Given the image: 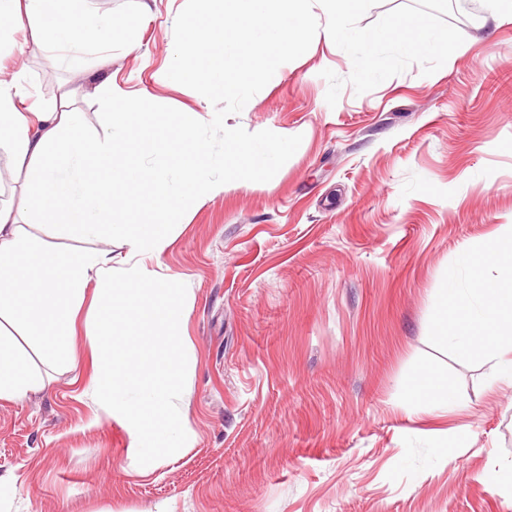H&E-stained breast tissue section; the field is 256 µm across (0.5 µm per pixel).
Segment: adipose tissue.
Wrapping results in <instances>:
<instances>
[{
	"mask_svg": "<svg viewBox=\"0 0 512 512\" xmlns=\"http://www.w3.org/2000/svg\"><path fill=\"white\" fill-rule=\"evenodd\" d=\"M64 2L0 0V42L23 30L66 61L74 52L111 48L120 34L133 40V31L119 30L108 14L92 13L82 24L70 23ZM116 95L99 84L104 127L91 139L77 113L54 105L22 111L28 96L23 81H0V150L31 176L27 190L36 196L25 210L0 205V315L10 314L28 327L41 340L44 360L61 367L76 363L63 337L76 319H83L94 365L87 389L108 416L128 424L133 447L150 462L184 442L181 412L173 404L177 387L170 377L181 358L165 352L181 331L184 302L167 286L151 283L140 264L116 268L110 254L97 251L59 255L48 243L30 242L23 227L47 224L85 238L124 235L136 239L141 256L151 259L170 245L172 219L187 203H204L240 172L271 174L288 139H244L230 130L225 134L229 153H217L189 120L180 128L175 164L165 135L141 111L139 100L125 99L117 111ZM137 142L150 144L153 166H119L118 144ZM218 171L223 180H215ZM144 181L153 187L151 202L117 196L118 183ZM132 213L147 214L148 223L129 221ZM447 281L434 301L438 339L487 364L491 383L512 384V251L493 254L483 266L450 267ZM145 309L152 314L148 343L157 351L154 359L143 362L135 346L122 360L111 359L107 351L117 314ZM42 385L40 372L0 341V400H19Z\"/></svg>",
	"mask_w": 512,
	"mask_h": 512,
	"instance_id": "ef3b65f1",
	"label": "adipose tissue"
}]
</instances>
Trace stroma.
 Masks as SVG:
<instances>
[{
	"label": "stroma",
	"instance_id": "1",
	"mask_svg": "<svg viewBox=\"0 0 512 512\" xmlns=\"http://www.w3.org/2000/svg\"><path fill=\"white\" fill-rule=\"evenodd\" d=\"M456 2L448 20L464 42L435 73L414 64L361 95L347 84L332 107L321 72L349 76L352 61L316 39L227 117L287 136L288 152L272 175L184 208L147 264L187 303L191 357L171 372L183 447L143 463L124 422L101 418L83 332L67 339L76 366L59 368L22 325L0 324L44 377L0 401V512H512L497 479L512 469V386L433 336L449 266L512 248V12ZM184 5L154 0L145 17L135 0H73L75 14L116 15L135 42L64 64L19 32L0 79H26L28 108L68 102L92 132L105 78L206 115L204 96L164 78ZM25 232L137 259L130 237ZM422 367L463 409L415 398Z\"/></svg>",
	"mask_w": 512,
	"mask_h": 512
}]
</instances>
